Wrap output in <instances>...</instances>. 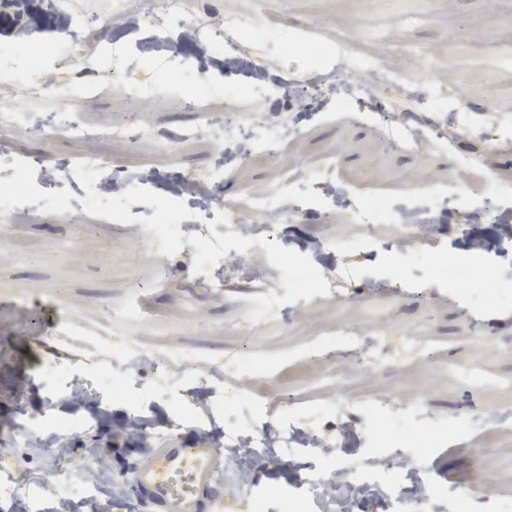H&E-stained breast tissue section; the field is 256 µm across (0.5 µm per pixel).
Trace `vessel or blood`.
Here are the masks:
<instances>
[{"label":"vessel or blood","instance_id":"b4317fda","mask_svg":"<svg viewBox=\"0 0 512 512\" xmlns=\"http://www.w3.org/2000/svg\"><path fill=\"white\" fill-rule=\"evenodd\" d=\"M224 455L211 440L160 442L132 472L131 484L150 512H225Z\"/></svg>","mask_w":512,"mask_h":512}]
</instances>
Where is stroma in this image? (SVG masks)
Masks as SVG:
<instances>
[{"label":"stroma","mask_w":512,"mask_h":512,"mask_svg":"<svg viewBox=\"0 0 512 512\" xmlns=\"http://www.w3.org/2000/svg\"><path fill=\"white\" fill-rule=\"evenodd\" d=\"M27 7L37 16L27 27L0 17V50L40 52L47 79L92 69L101 86L82 96L76 129L0 135V169L15 158L48 163L17 170L32 196L16 228L0 229V481L22 487L0 499V512L19 504L26 512H100L99 486L78 477L88 455L119 486L112 512H144L128 480L151 440L220 444L226 434L253 431L274 439L281 416L304 430L339 400L351 404L340 421L356 443L337 457L273 446L259 480L248 483L223 471L231 512H319L310 501L296 507L311 473L335 471L341 458L396 484L399 474L382 465L395 455L425 468L427 512H474L458 493L463 475L486 489V512L512 505V426L486 435L488 413L512 411V237L500 233L501 216L466 221L481 206L482 172L512 197V65H495L512 56V0H202L215 23L246 10L284 19L254 54L220 52L185 41L184 28L128 18L77 32L54 0ZM288 37L292 45L282 48ZM112 43L151 80L143 97L121 91L104 50ZM315 49L325 71L376 64L398 73L404 87L342 102L328 85L295 96L292 84ZM175 54L186 66L173 74L167 61ZM23 79L16 74L0 97L24 113L60 109L51 92L31 93ZM448 84L459 104L446 150L392 142L367 119L374 103L386 102L398 124L420 126L421 96ZM131 112L150 176L129 183L109 207L91 189L111 180L112 169L75 174L69 166L81 155L121 156L112 128ZM253 124L280 131L285 154L234 155L223 177L201 179ZM330 155L335 169L311 175ZM465 157L478 169L464 168ZM286 177L285 200L301 203L304 219H282L272 244L249 246L257 278L223 295L199 288L195 253L151 232L159 213L172 211L238 250L216 206L236 211L244 189L260 192ZM329 183L346 204L380 196L394 211L428 217L427 240L414 247L395 224L350 219L326 194ZM464 183L472 195L460 201L451 189ZM265 301L285 309L287 320L256 315ZM139 305L148 318L130 319L128 309ZM350 327L368 336L370 367L312 355L315 337ZM116 334L131 343L129 357L110 355ZM401 335L431 337L434 362L398 358L392 341ZM241 358L251 370L237 368ZM478 364L490 371L486 382L463 383V367ZM286 389L295 397L287 407ZM412 399L422 400L426 416H403ZM103 413L111 428L100 427ZM134 419L144 437L126 434Z\"/></svg>","instance_id":"obj_1"}]
</instances>
